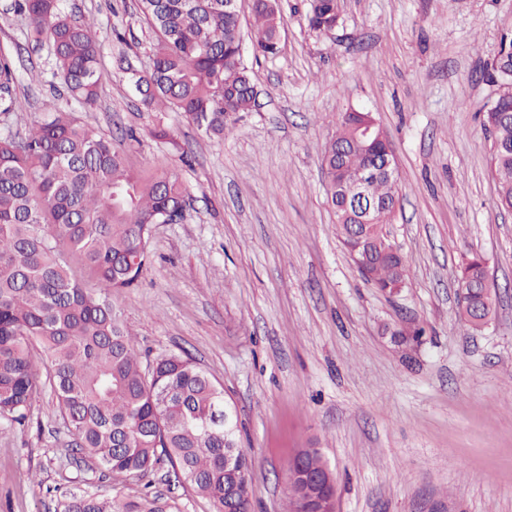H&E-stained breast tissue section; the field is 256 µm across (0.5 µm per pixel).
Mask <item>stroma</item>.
Listing matches in <instances>:
<instances>
[{
  "instance_id": "1",
  "label": "stroma",
  "mask_w": 512,
  "mask_h": 512,
  "mask_svg": "<svg viewBox=\"0 0 512 512\" xmlns=\"http://www.w3.org/2000/svg\"><path fill=\"white\" fill-rule=\"evenodd\" d=\"M11 3L0 54L23 109L0 133L70 111L132 170L176 173L187 189L183 219L154 225L147 269L112 304L142 355L189 357L223 386L252 459V512H286L303 448L334 472L337 512H512V213L497 206L482 126L512 0H341L327 32L310 27L311 0H279L278 53L244 47L257 106L223 138L142 104L131 73L148 69L157 36L137 0H62L96 23L92 112L53 93L50 47ZM349 108L374 114L399 168L389 230L410 274L394 295L362 279L327 201L322 150ZM475 253L498 304L470 335L457 271ZM415 325L422 336L393 333ZM73 493L214 512L166 470L118 475L85 457L45 388L27 426L0 424V512H59Z\"/></svg>"
}]
</instances>
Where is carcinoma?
Segmentation results:
<instances>
[{"label": "carcinoma", "instance_id": "carcinoma-1", "mask_svg": "<svg viewBox=\"0 0 512 512\" xmlns=\"http://www.w3.org/2000/svg\"><path fill=\"white\" fill-rule=\"evenodd\" d=\"M157 34L152 65L135 80L148 107L166 105L205 133L222 137L235 115L250 112L255 95L239 53L237 18L224 0H139ZM34 41L53 50V74L86 112L98 101L102 73L95 23L66 14L60 0H14ZM255 51L274 55L283 25L277 0H254ZM340 19V0H313L310 26L318 31ZM498 85L492 127L491 166L498 207L512 208V75L491 67ZM15 68L0 58V112L22 109L10 96ZM365 112H341L336 135L322 152L328 199L336 212V236L351 250L355 209L336 192V166L351 173L366 167L389 144L360 146ZM379 205L370 226L372 253L367 282L384 290L409 276L402 253L390 251L387 224L399 202V184L384 174L369 182ZM186 189L174 174H133L102 131L72 112H49L20 138L0 134V422L23 425L31 401L49 385L59 412L75 431L79 448L116 474L146 475L164 466L176 481L208 497L215 512H250V501L224 494V389L195 362L176 354L143 361L135 334L113 308L112 292L139 281L150 257L152 226L183 207ZM458 277L472 284L470 301L496 312L486 295L483 259L462 263ZM45 371L40 376L39 370ZM313 470L327 466L315 448H304ZM314 497L301 482L289 483V512ZM62 512H166L148 495L138 500L73 493Z\"/></svg>", "mask_w": 512, "mask_h": 512}]
</instances>
